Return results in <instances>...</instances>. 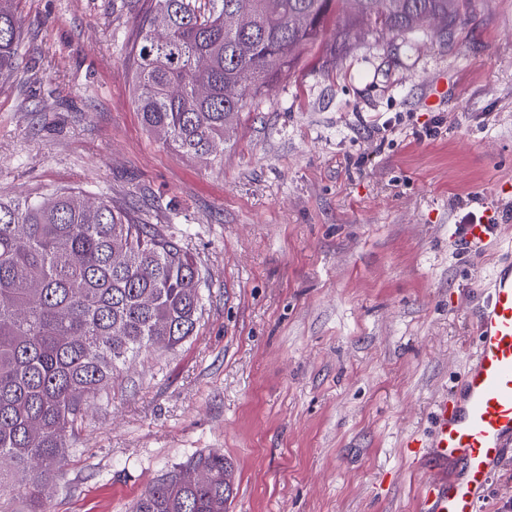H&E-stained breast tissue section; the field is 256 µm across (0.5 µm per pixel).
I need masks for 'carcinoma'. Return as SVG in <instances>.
Listing matches in <instances>:
<instances>
[{
  "label": "carcinoma",
  "mask_w": 512,
  "mask_h": 512,
  "mask_svg": "<svg viewBox=\"0 0 512 512\" xmlns=\"http://www.w3.org/2000/svg\"><path fill=\"white\" fill-rule=\"evenodd\" d=\"M339 0H149L130 48L145 127L199 162L250 100L315 44ZM361 14L397 34L431 16L459 18L460 0H359ZM336 16V15H334ZM359 20L336 16V39ZM20 22L0 0V79L19 64ZM206 274L177 237L135 208L56 190L0 200V494L24 487L45 512L50 475L75 429L142 350L193 335ZM158 479L132 512H227L231 463L200 455Z\"/></svg>",
  "instance_id": "carcinoma-1"
}]
</instances>
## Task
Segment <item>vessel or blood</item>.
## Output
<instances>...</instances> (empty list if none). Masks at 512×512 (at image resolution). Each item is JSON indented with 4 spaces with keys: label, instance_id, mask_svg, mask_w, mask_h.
<instances>
[{
    "label": "vessel or blood",
    "instance_id": "obj_1",
    "mask_svg": "<svg viewBox=\"0 0 512 512\" xmlns=\"http://www.w3.org/2000/svg\"><path fill=\"white\" fill-rule=\"evenodd\" d=\"M418 449L438 462L422 487L425 512H477L492 473L512 453V263L487 284L470 364L452 400L434 405V427Z\"/></svg>",
    "mask_w": 512,
    "mask_h": 512
}]
</instances>
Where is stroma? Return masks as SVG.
Wrapping results in <instances>:
<instances>
[{
  "instance_id": "35a3bbf8",
  "label": "stroma",
  "mask_w": 512,
  "mask_h": 512,
  "mask_svg": "<svg viewBox=\"0 0 512 512\" xmlns=\"http://www.w3.org/2000/svg\"><path fill=\"white\" fill-rule=\"evenodd\" d=\"M148 0H14L0 80V197L70 189L169 226L205 271L196 331L94 402L47 512H130L217 451L229 512H425L432 406L451 395L512 254V0H463L453 33L335 22L201 164L137 112ZM494 230L462 242L469 214ZM478 512H512V454ZM11 1L0 0V79L11 76L19 64L21 26Z\"/></svg>"
}]
</instances>
